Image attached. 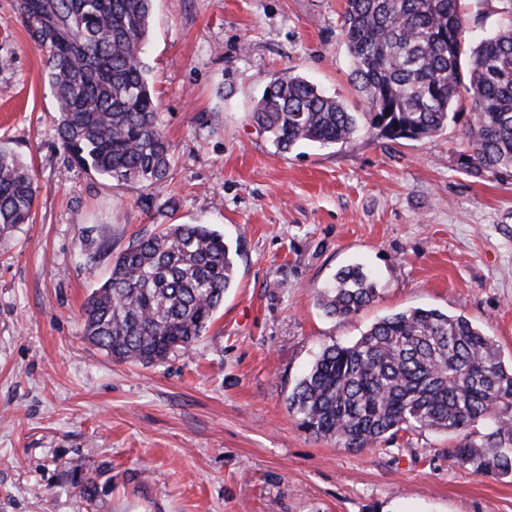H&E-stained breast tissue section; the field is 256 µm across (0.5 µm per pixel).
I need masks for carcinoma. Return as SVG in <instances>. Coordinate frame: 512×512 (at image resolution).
<instances>
[{"mask_svg":"<svg viewBox=\"0 0 512 512\" xmlns=\"http://www.w3.org/2000/svg\"><path fill=\"white\" fill-rule=\"evenodd\" d=\"M459 0H346L342 28L350 79L365 111L350 112L307 78L276 74L253 112L277 149L333 147L368 126L389 140L442 131L471 100L461 154L476 176L512 168V0L498 29L460 73L465 18ZM154 0H14L29 42L45 57L68 157L147 189L171 158L145 64ZM38 185L0 148V243L32 217ZM207 224H167L133 240L83 306L84 336L118 362H163L206 332L234 282L236 256ZM377 298L360 265L317 294L325 314L348 319ZM302 425L363 451L413 435L445 433L448 457L476 476L512 478V366L464 314L415 308L380 318L348 345H328L288 396Z\"/></svg>","mask_w":512,"mask_h":512,"instance_id":"carcinoma-1","label":"carcinoma"}]
</instances>
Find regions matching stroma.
<instances>
[{
    "instance_id": "obj_1",
    "label": "stroma",
    "mask_w": 512,
    "mask_h": 512,
    "mask_svg": "<svg viewBox=\"0 0 512 512\" xmlns=\"http://www.w3.org/2000/svg\"><path fill=\"white\" fill-rule=\"evenodd\" d=\"M0 0V147L33 170L32 223L0 247V512H512V480L475 476L423 432L362 452L306 431L288 396L320 350L414 308L465 314L512 363V170L476 177L470 112L434 137L360 131L279 152L251 112L275 74L353 112L345 0H155L145 61L172 164L155 189L71 162L44 55ZM503 0H462L464 45ZM163 224L238 247L203 337L150 366L83 338L112 261ZM359 263L375 303L347 320L318 291ZM94 479L92 502L75 479Z\"/></svg>"
}]
</instances>
